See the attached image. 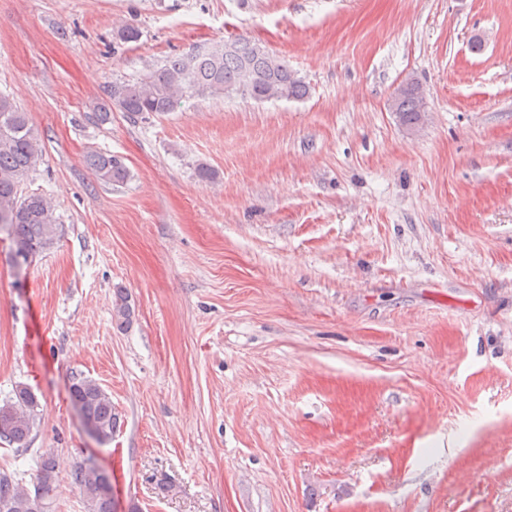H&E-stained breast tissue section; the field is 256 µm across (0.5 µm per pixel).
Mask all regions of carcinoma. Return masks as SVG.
Returning a JSON list of instances; mask_svg holds the SVG:
<instances>
[{"label": "carcinoma", "instance_id": "carcinoma-1", "mask_svg": "<svg viewBox=\"0 0 512 512\" xmlns=\"http://www.w3.org/2000/svg\"><path fill=\"white\" fill-rule=\"evenodd\" d=\"M234 49L220 44L167 57L149 64L138 80L114 81L106 90L99 119L107 121L113 111L130 119L173 112L199 96L224 97L239 94L257 102L303 99L308 87L295 76L288 63L245 38L233 41ZM424 92L412 79L393 93L390 110L408 128L419 126L424 116ZM42 160L39 139L27 113L9 96L0 94V237L12 246V258L28 263L51 248L63 235L54 216L51 200L40 193L24 191L29 176ZM95 176L108 184L124 183L130 172L120 155L92 152L85 158ZM135 317L131 295L117 287L112 293V322L119 331L128 330ZM70 397L83 426L98 433L102 444L112 441L120 417L102 386L87 376L73 378ZM36 395L21 386L0 403V439L26 444L37 426ZM33 489L20 484L6 472L0 473V512H50L55 491L58 461L51 453L36 460ZM71 479L85 504L86 512H115L110 475L93 461L75 463Z\"/></svg>", "mask_w": 512, "mask_h": 512}]
</instances>
